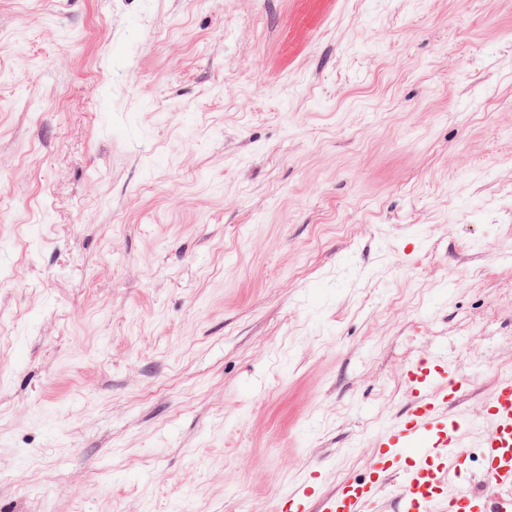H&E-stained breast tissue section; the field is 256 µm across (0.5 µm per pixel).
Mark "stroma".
<instances>
[{"instance_id":"obj_1","label":"stroma","mask_w":512,"mask_h":512,"mask_svg":"<svg viewBox=\"0 0 512 512\" xmlns=\"http://www.w3.org/2000/svg\"><path fill=\"white\" fill-rule=\"evenodd\" d=\"M447 347L512 375V0H0V512H282Z\"/></svg>"}]
</instances>
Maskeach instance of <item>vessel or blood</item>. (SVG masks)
<instances>
[{
	"mask_svg": "<svg viewBox=\"0 0 512 512\" xmlns=\"http://www.w3.org/2000/svg\"><path fill=\"white\" fill-rule=\"evenodd\" d=\"M408 409L381 428L368 470L321 494L322 477L289 489L286 512H375L380 493L394 482L403 512H512V377L496 381L483 412H457L464 384L447 353L425 355L404 375ZM482 462L481 490H465L469 448Z\"/></svg>",
	"mask_w": 512,
	"mask_h": 512,
	"instance_id": "vessel-or-blood-1",
	"label": "vessel or blood"
}]
</instances>
